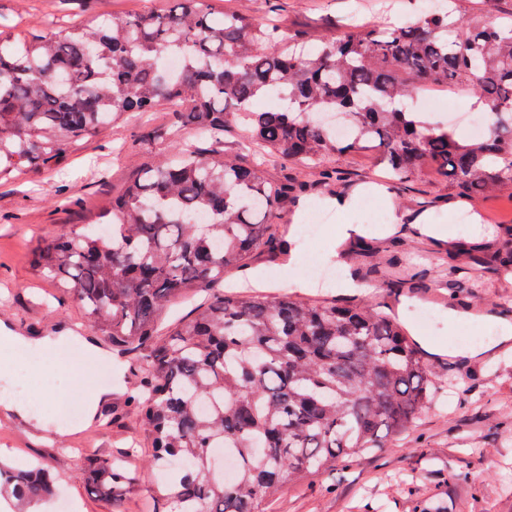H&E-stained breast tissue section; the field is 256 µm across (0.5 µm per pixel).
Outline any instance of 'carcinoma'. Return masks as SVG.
I'll return each instance as SVG.
<instances>
[{
  "mask_svg": "<svg viewBox=\"0 0 512 512\" xmlns=\"http://www.w3.org/2000/svg\"><path fill=\"white\" fill-rule=\"evenodd\" d=\"M165 2L22 40L0 28V178L25 165L59 168L124 114L166 106L173 125L158 138L182 127L196 135L144 167L100 220L46 239L33 266L139 363L130 402L151 439L148 464L184 462L153 512H263L302 476L412 428L439 387L421 346L372 304L224 291V271L257 250L284 251L272 220L312 191L298 176L270 182L264 158L316 169L329 186L327 157L370 147L391 185L427 168L467 198L512 189V16L465 24L444 7L285 45L272 19L217 11L210 0ZM164 54L180 55L181 69L168 71ZM428 85L471 90L488 133L466 139L426 122L409 100ZM276 94L282 105L253 111ZM321 112L343 114L350 135L319 126ZM233 130L254 154L248 165L224 153ZM196 292L204 302L158 338L170 307ZM215 448L230 449L231 477L208 476ZM88 468L91 491L109 504L132 482L110 457ZM2 490L25 512L52 481L17 462L0 467Z\"/></svg>",
  "mask_w": 512,
  "mask_h": 512,
  "instance_id": "obj_1",
  "label": "carcinoma"
}]
</instances>
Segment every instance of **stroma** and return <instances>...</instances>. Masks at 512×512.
I'll return each mask as SVG.
<instances>
[{"instance_id": "1", "label": "stroma", "mask_w": 512, "mask_h": 512, "mask_svg": "<svg viewBox=\"0 0 512 512\" xmlns=\"http://www.w3.org/2000/svg\"><path fill=\"white\" fill-rule=\"evenodd\" d=\"M48 2L0 0V24L21 32L77 24L96 0H62L53 12L47 11ZM216 5L250 19L273 18L284 37L311 40L335 36L352 15L373 24L419 8L418 0H216ZM170 123L165 110L117 120L87 137L62 168H24L0 180V299L6 301L0 306V321L32 332L59 328L68 335L79 331L90 336L82 305L35 271L32 253L47 237L93 223L143 163L171 153L169 141L155 136ZM326 165L337 172L335 190L358 189L352 213L329 202L323 189L301 204L285 206L278 222L289 228L291 245L301 259L291 268L284 259L257 252L248 260L252 274L310 297L340 296L347 270L333 255L332 233L350 219L365 225L366 238L376 249L373 257L353 258L370 287L366 300L392 306L400 292L390 283L395 276L405 277L413 287L403 315L417 336L452 350L465 348L469 336L488 342L490 326L470 320L449 322L448 305L461 303L476 312L495 308L499 298L512 297V277L476 269L468 253L436 247L417 236L414 224L417 218H426L449 242L464 240L492 254L504 227H512V189L471 200L458 194L448 180L426 171L389 193L367 194L361 185L383 174L370 152H339ZM62 195L70 198V205H58ZM461 213L471 217L463 232L455 224ZM393 221L398 222L399 233H386ZM310 226L316 229V239L304 233ZM439 263L453 267V275L437 277ZM314 266L333 272L332 281L316 286L310 278ZM424 314L429 323H421ZM99 348V362H85L80 380L46 365L47 359L65 358L66 349L8 355L9 375L0 378V399L13 398L18 381L39 382L40 405L31 414L42 425L27 426L0 414V457L38 462L47 469L59 457H67L64 471L54 479L57 496L77 503V512H109L89 490L88 461L99 455L117 456L137 444L138 457L123 462L137 481L122 490L120 512H151L152 501L162 490L161 471L145 466L153 450L122 393L137 385L140 373L113 359L107 341H100ZM431 365L456 386L451 394H440L428 404L412 429L391 438L386 447L307 475L267 502L265 512H512V350H496L469 370L450 356L432 360ZM89 386L112 388L117 397L93 425L73 427L58 404L83 402Z\"/></svg>"}]
</instances>
